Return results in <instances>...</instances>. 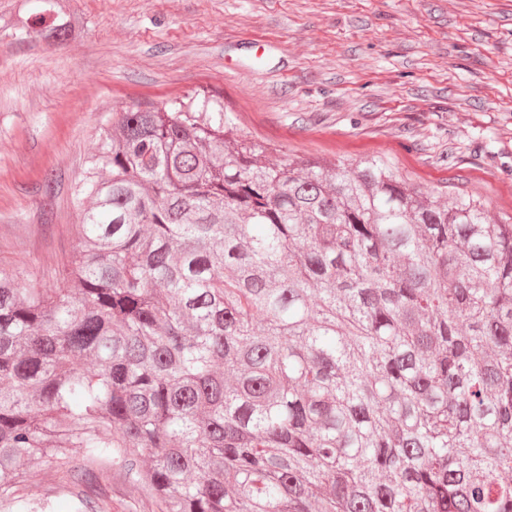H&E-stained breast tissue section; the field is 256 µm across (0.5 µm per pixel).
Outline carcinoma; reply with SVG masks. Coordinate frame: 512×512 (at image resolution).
<instances>
[{
    "mask_svg": "<svg viewBox=\"0 0 512 512\" xmlns=\"http://www.w3.org/2000/svg\"><path fill=\"white\" fill-rule=\"evenodd\" d=\"M223 111H113L63 285L0 268V503L112 512L119 457L161 512H512V221Z\"/></svg>",
    "mask_w": 512,
    "mask_h": 512,
    "instance_id": "carcinoma-1",
    "label": "carcinoma"
}]
</instances>
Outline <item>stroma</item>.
Masks as SVG:
<instances>
[{
    "mask_svg": "<svg viewBox=\"0 0 512 512\" xmlns=\"http://www.w3.org/2000/svg\"><path fill=\"white\" fill-rule=\"evenodd\" d=\"M52 43L0 26V267L56 285L73 185L113 109L215 95L273 159H377L512 217V0H63ZM58 178L45 205L47 173ZM112 512H158L121 460Z\"/></svg>",
    "mask_w": 512,
    "mask_h": 512,
    "instance_id": "stroma-1",
    "label": "stroma"
}]
</instances>
